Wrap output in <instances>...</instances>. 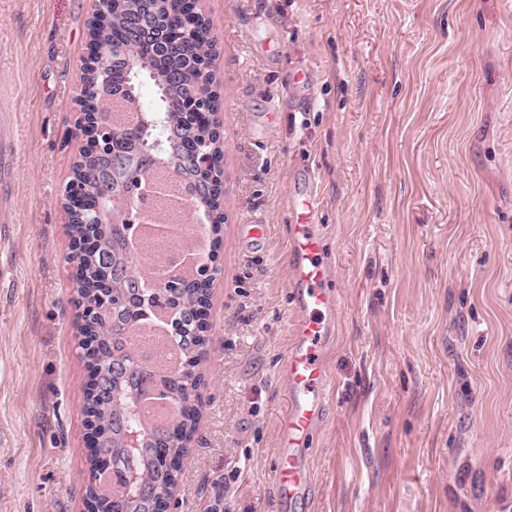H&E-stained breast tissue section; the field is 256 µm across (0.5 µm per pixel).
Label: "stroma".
<instances>
[{"label": "stroma", "instance_id": "1", "mask_svg": "<svg viewBox=\"0 0 512 512\" xmlns=\"http://www.w3.org/2000/svg\"><path fill=\"white\" fill-rule=\"evenodd\" d=\"M93 0H0V512H83L62 192ZM224 86V238L174 512L272 492L288 199L337 291L297 512H512V0H201ZM266 227L253 242L248 225Z\"/></svg>", "mask_w": 512, "mask_h": 512}]
</instances>
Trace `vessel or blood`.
Masks as SVG:
<instances>
[{
    "label": "vessel or blood",
    "instance_id": "obj_1",
    "mask_svg": "<svg viewBox=\"0 0 512 512\" xmlns=\"http://www.w3.org/2000/svg\"><path fill=\"white\" fill-rule=\"evenodd\" d=\"M289 226V286L296 313L291 343L280 369L285 394L280 414L273 488L277 499L291 504L311 483L306 456L321 426L330 383L325 355L334 341L336 294L332 273L322 260L323 238L310 198L292 204Z\"/></svg>",
    "mask_w": 512,
    "mask_h": 512
}]
</instances>
